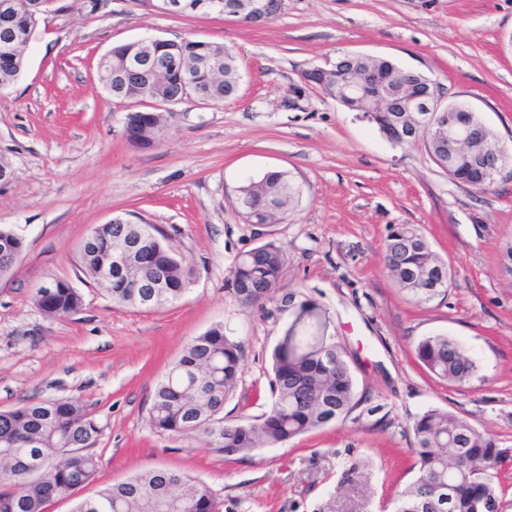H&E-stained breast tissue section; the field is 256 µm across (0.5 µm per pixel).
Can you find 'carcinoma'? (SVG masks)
Segmentation results:
<instances>
[{"mask_svg": "<svg viewBox=\"0 0 512 512\" xmlns=\"http://www.w3.org/2000/svg\"><path fill=\"white\" fill-rule=\"evenodd\" d=\"M47 0H8V14H0V89L13 86L25 66L24 50L42 18ZM146 56L134 42L117 45L104 54L97 78L116 100L164 96L181 101L193 96L221 103L236 95L235 58L224 46L183 39L166 40L143 65H126ZM379 69L386 76L381 93L389 103H401L435 88L427 77L397 67L383 58H353L345 68L312 71L310 81L328 97L353 111L366 104L350 100L344 89L357 74ZM482 127L479 142L468 146L472 155L499 144L496 134L476 112H454L435 117L436 127L421 126L433 162L454 181L486 190L494 177L458 160L439 137L448 120ZM129 139L148 144L163 129V115L133 111L128 115ZM300 189L286 172H272L240 186L237 206L248 224H276L288 220ZM142 241L148 261L164 269L167 287L152 288L149 272L132 266L114 269L106 282L101 273L118 237L136 238L138 224H99L94 242L80 249L85 274L103 284L112 303L122 307L157 310L181 299L192 283L193 269L176 253L167 235L155 225ZM387 267L399 288L419 303L448 291V265L433 254L426 236L412 224H400L385 244ZM285 256L272 242L237 256L232 286L238 301L258 307L267 320L281 325L271 353L272 403L257 422L224 421V405L241 373L242 345L223 326L197 336L181 358L157 380L149 409V425L159 434L195 436L207 450L227 456H247L263 447H275L344 418L353 408L355 383L341 345L330 330L327 309L299 288L283 290ZM44 313L66 317L82 307V296L68 282L46 297H34ZM420 362L437 377L465 382L475 363L454 339L428 336L419 342ZM418 471L413 482L397 492L395 512H495L502 508L501 471L512 463V450L498 439L478 432L467 421L444 410L430 409L412 425ZM100 427L93 412L77 399L29 400L0 411V512H45L47 503L67 500L90 483L98 459L92 448ZM370 462L354 460L342 472L338 490L316 512H370ZM210 488L189 475L165 469L145 471L114 483L75 504L73 512H222Z\"/></svg>", "mask_w": 512, "mask_h": 512, "instance_id": "obj_1", "label": "carcinoma"}]
</instances>
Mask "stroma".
Returning a JSON list of instances; mask_svg holds the SVG:
<instances>
[{"mask_svg": "<svg viewBox=\"0 0 512 512\" xmlns=\"http://www.w3.org/2000/svg\"><path fill=\"white\" fill-rule=\"evenodd\" d=\"M43 16L17 83L0 94V227L25 249L0 279V410L77 398L96 415L99 466L77 498L165 468L207 484L224 512H314L358 458L373 465V512H393L412 482V424L444 409L512 449V179L490 190L457 183L423 142H388L361 112L303 80L343 53L385 58L422 73L442 103L468 102L512 149V0H284L253 25L216 14L157 11L153 0H82ZM154 36L224 45L238 91L221 104L188 98L162 108L152 145L126 135L132 103L102 89L96 67L113 46ZM301 187L285 222L245 223L238 188L267 172ZM116 216L153 224L194 268L186 294L154 311L113 305L88 279L79 246ZM414 224L448 265L445 295L416 303L385 263V242ZM286 259L283 285L328 311L344 346L358 405L343 420L249 456L155 433L148 411L157 380L185 347L221 325L240 341L242 372L224 405L228 421L268 410L271 352L280 328L231 290L235 257L261 244ZM59 278L83 305L52 317L34 303ZM445 334L475 362L464 383L432 375L416 356Z\"/></svg>", "mask_w": 512, "mask_h": 512, "instance_id": "obj_1", "label": "stroma"}]
</instances>
